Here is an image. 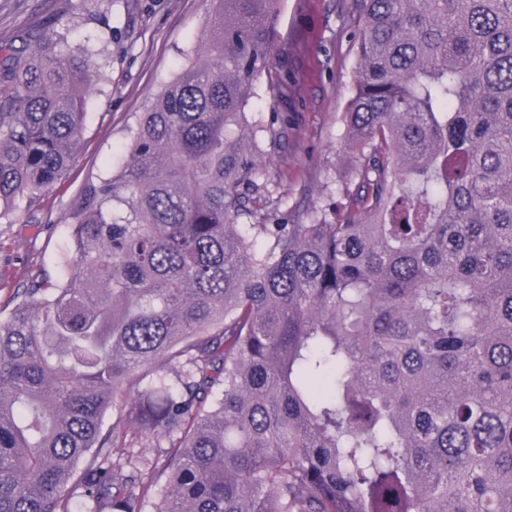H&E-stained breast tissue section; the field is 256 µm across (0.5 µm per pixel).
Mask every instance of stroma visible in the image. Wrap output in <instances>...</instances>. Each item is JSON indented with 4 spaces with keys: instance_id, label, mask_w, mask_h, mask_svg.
<instances>
[{
    "instance_id": "1",
    "label": "stroma",
    "mask_w": 512,
    "mask_h": 512,
    "mask_svg": "<svg viewBox=\"0 0 512 512\" xmlns=\"http://www.w3.org/2000/svg\"><path fill=\"white\" fill-rule=\"evenodd\" d=\"M208 0H112L90 19L78 0H0V43L41 27L46 16L70 28L77 43H93V77L81 144L67 177L44 191L13 224H0V306L36 273L58 280L71 273L69 214L85 185L121 167L122 150L154 96L186 56L202 53ZM353 0H279L270 69L288 88L260 86L254 113H282L288 150L272 153V187L284 198L282 222L307 219L312 205L335 206L354 166L342 148V114L353 89L356 54L350 38Z\"/></svg>"
}]
</instances>
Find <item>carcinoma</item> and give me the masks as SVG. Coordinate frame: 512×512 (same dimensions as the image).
I'll use <instances>...</instances> for the list:
<instances>
[{
  "label": "carcinoma",
  "mask_w": 512,
  "mask_h": 512,
  "mask_svg": "<svg viewBox=\"0 0 512 512\" xmlns=\"http://www.w3.org/2000/svg\"><path fill=\"white\" fill-rule=\"evenodd\" d=\"M210 4L74 202L72 274L0 308V512H145L161 480L154 512H512V0H354L355 165L306 224L269 222L287 123L245 112L277 0ZM69 35L0 44V224L80 145Z\"/></svg>",
  "instance_id": "cac0c4a2"
}]
</instances>
